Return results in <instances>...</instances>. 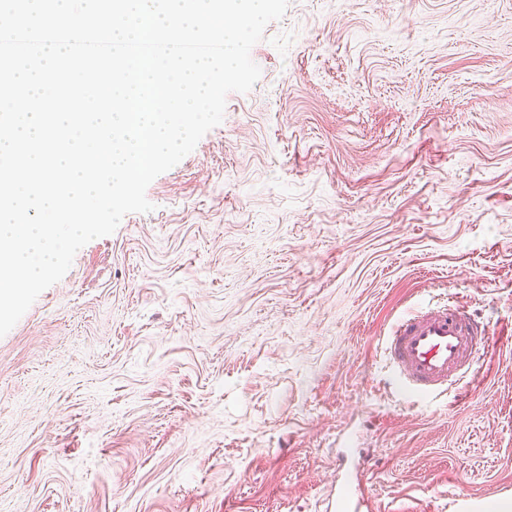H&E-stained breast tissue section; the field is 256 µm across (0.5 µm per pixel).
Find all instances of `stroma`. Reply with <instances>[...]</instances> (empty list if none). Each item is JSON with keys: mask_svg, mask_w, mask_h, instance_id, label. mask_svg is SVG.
Returning a JSON list of instances; mask_svg holds the SVG:
<instances>
[{"mask_svg": "<svg viewBox=\"0 0 512 512\" xmlns=\"http://www.w3.org/2000/svg\"><path fill=\"white\" fill-rule=\"evenodd\" d=\"M222 122L0 337V512H512V0H289ZM495 351L385 382L408 310ZM495 342L487 324L458 306L412 311L385 336L388 384L403 395L436 397L472 368L480 347ZM327 510L336 512H377V503L367 482L348 488L336 483V497L328 501Z\"/></svg>", "mask_w": 512, "mask_h": 512, "instance_id": "stroma-1", "label": "stroma"}]
</instances>
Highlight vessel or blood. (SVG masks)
Masks as SVG:
<instances>
[{"label": "vessel or blood", "mask_w": 512, "mask_h": 512, "mask_svg": "<svg viewBox=\"0 0 512 512\" xmlns=\"http://www.w3.org/2000/svg\"><path fill=\"white\" fill-rule=\"evenodd\" d=\"M496 338L476 315L453 305L413 311L387 332L384 349L390 363L388 384L404 395L435 397L456 384L476 362L479 349ZM330 512H377L369 486L337 484Z\"/></svg>", "instance_id": "b4317fda"}]
</instances>
